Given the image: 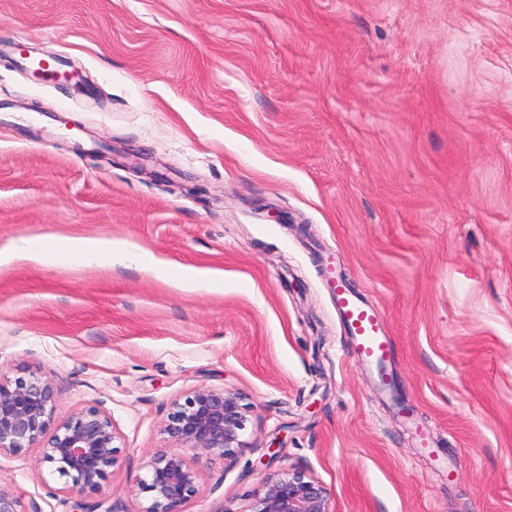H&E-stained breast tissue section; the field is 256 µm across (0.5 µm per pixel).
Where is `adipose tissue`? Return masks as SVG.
Returning <instances> with one entry per match:
<instances>
[{
	"label": "adipose tissue",
	"mask_w": 512,
	"mask_h": 512,
	"mask_svg": "<svg viewBox=\"0 0 512 512\" xmlns=\"http://www.w3.org/2000/svg\"><path fill=\"white\" fill-rule=\"evenodd\" d=\"M60 249L76 252L79 259L98 265H114L126 261L138 260V253L126 247L117 245L112 240L104 238L88 239H47L44 237L26 238L15 242L10 247L0 251V264L9 262L17 256L32 260L43 259L49 249Z\"/></svg>",
	"instance_id": "ef3b65f1"
}]
</instances>
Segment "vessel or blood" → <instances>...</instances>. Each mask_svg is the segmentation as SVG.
Masks as SVG:
<instances>
[{
  "instance_id": "vessel-or-blood-1",
  "label": "vessel or blood",
  "mask_w": 512,
  "mask_h": 512,
  "mask_svg": "<svg viewBox=\"0 0 512 512\" xmlns=\"http://www.w3.org/2000/svg\"><path fill=\"white\" fill-rule=\"evenodd\" d=\"M328 284L356 356L375 366L389 361L390 342L373 308L354 294L339 268L331 269Z\"/></svg>"
}]
</instances>
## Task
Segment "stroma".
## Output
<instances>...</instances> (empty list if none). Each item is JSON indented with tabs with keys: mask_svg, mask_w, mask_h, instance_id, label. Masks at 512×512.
<instances>
[{
	"mask_svg": "<svg viewBox=\"0 0 512 512\" xmlns=\"http://www.w3.org/2000/svg\"><path fill=\"white\" fill-rule=\"evenodd\" d=\"M49 235L155 259L0 265V381L45 376L57 418L97 403L120 436L89 504L144 512L172 403L211 387L249 405L245 448L185 512H249L292 469L332 512H512V0H0V247ZM37 456L1 454L0 486L72 512ZM339 261L332 265L328 284L333 291L336 306L356 356L376 367L386 364L391 357V346L383 333L373 308L354 294L339 270Z\"/></svg>",
	"mask_w": 512,
	"mask_h": 512,
	"instance_id": "obj_1",
	"label": "stroma"
}]
</instances>
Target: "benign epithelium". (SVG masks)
<instances>
[{
    "label": "benign epithelium",
    "instance_id": "obj_1",
    "mask_svg": "<svg viewBox=\"0 0 512 512\" xmlns=\"http://www.w3.org/2000/svg\"><path fill=\"white\" fill-rule=\"evenodd\" d=\"M55 402L54 384L37 374L0 382V454L37 449L38 462L63 481L66 499L86 512L85 498L104 490L120 461L119 436L100 405L57 419ZM247 412L239 394L224 388H198L174 402L163 424L170 445L151 457L149 479L138 482V490L149 494L144 512H184L199 490L202 468L244 448ZM19 507L14 493L0 486V512H21ZM250 512H331L329 493L305 472L290 470L265 482Z\"/></svg>",
    "mask_w": 512,
    "mask_h": 512
}]
</instances>
